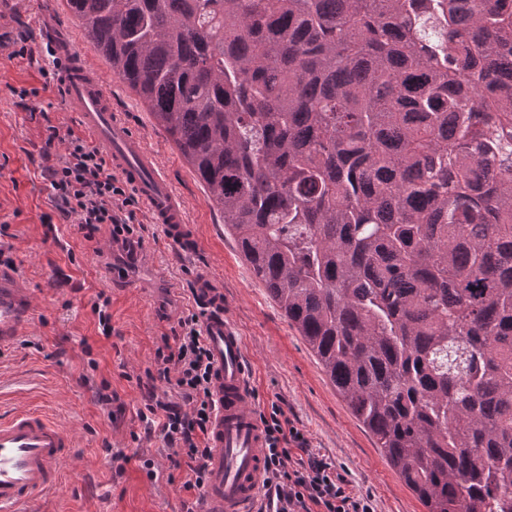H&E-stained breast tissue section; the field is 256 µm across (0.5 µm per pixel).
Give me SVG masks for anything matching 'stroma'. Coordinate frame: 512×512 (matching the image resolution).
Returning <instances> with one entry per match:
<instances>
[{"label":"stroma","instance_id":"obj_1","mask_svg":"<svg viewBox=\"0 0 512 512\" xmlns=\"http://www.w3.org/2000/svg\"><path fill=\"white\" fill-rule=\"evenodd\" d=\"M0 14L12 15L8 32L25 34L32 48L40 47L43 28L56 19L78 48L89 46L65 0H0ZM95 62L113 109L141 135L183 196L201 249L184 255L140 203L134 211L145 227V258L115 276L108 227L85 239L50 198L44 171L64 148H46L49 129L72 128L76 121L54 96L49 59L35 66L19 58L0 62V239L10 245L5 261L16 266L35 300L25 334L0 351V415L35 408L74 433L62 488L42 512H184L178 489L184 473L172 469L159 426L139 417L144 400L137 378L151 366L159 336L192 309L189 275L200 266L224 282L226 311L245 338L259 408L281 400L311 448L345 470L353 491L370 496L376 512H425L255 278L174 140L103 56ZM21 87L38 90L37 112L16 96ZM101 292L110 299L108 337L92 312ZM105 383L113 395L108 411L97 400ZM113 448L129 463L113 461Z\"/></svg>","mask_w":512,"mask_h":512}]
</instances>
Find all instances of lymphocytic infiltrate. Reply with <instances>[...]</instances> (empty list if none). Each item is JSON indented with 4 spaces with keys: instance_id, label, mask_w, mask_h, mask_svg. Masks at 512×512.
Listing matches in <instances>:
<instances>
[{
    "instance_id": "lymphocytic-infiltrate-1",
    "label": "lymphocytic infiltrate",
    "mask_w": 512,
    "mask_h": 512,
    "mask_svg": "<svg viewBox=\"0 0 512 512\" xmlns=\"http://www.w3.org/2000/svg\"><path fill=\"white\" fill-rule=\"evenodd\" d=\"M57 142L64 153L45 174L57 209L90 234L108 225L116 262L134 263L143 244L134 223L135 195L106 155L83 136L54 127L46 143ZM210 372L209 350L195 312L180 316L171 334L160 336L154 366L145 372L144 407L177 448L172 466L185 472L179 490L191 505L198 502L206 481V434L214 410ZM260 417L267 436L262 512H375L371 497L350 490L346 476L313 452L305 433L279 403H271Z\"/></svg>"
}]
</instances>
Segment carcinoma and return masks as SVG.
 I'll return each mask as SVG.
<instances>
[{"instance_id": "cac0c4a2", "label": "carcinoma", "mask_w": 512, "mask_h": 512, "mask_svg": "<svg viewBox=\"0 0 512 512\" xmlns=\"http://www.w3.org/2000/svg\"><path fill=\"white\" fill-rule=\"evenodd\" d=\"M426 512H512V0H66Z\"/></svg>"}]
</instances>
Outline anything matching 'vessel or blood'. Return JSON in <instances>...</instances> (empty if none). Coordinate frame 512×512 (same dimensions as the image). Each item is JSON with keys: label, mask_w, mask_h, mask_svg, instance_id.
I'll return each mask as SVG.
<instances>
[{"label": "vessel or blood", "mask_w": 512, "mask_h": 512, "mask_svg": "<svg viewBox=\"0 0 512 512\" xmlns=\"http://www.w3.org/2000/svg\"><path fill=\"white\" fill-rule=\"evenodd\" d=\"M52 63L57 97L107 155L165 237L191 255L200 247L182 198L139 134L112 109L88 54L56 28L42 39ZM192 301L211 354L215 404L208 431L207 481L198 512H257L265 480L266 433L256 409L251 363L239 329L224 309V283L208 271L192 277ZM34 306L13 265L0 262V350L26 330ZM74 445L72 431L41 412L21 408L0 418V512H31L58 492L61 467Z\"/></svg>", "instance_id": "obj_1"}]
</instances>
